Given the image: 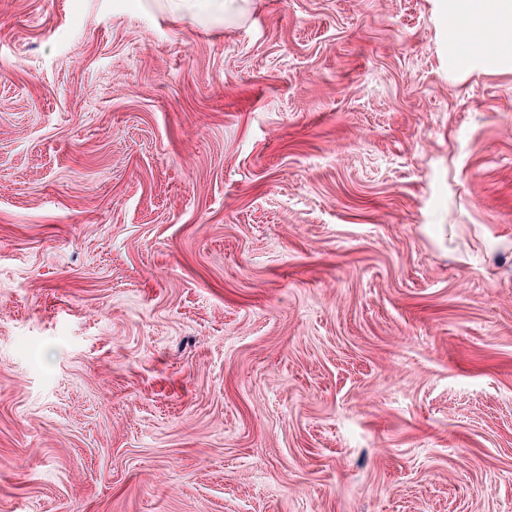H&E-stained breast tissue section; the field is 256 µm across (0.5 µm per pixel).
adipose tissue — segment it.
<instances>
[{"label": "adipose tissue", "mask_w": 512, "mask_h": 512, "mask_svg": "<svg viewBox=\"0 0 512 512\" xmlns=\"http://www.w3.org/2000/svg\"><path fill=\"white\" fill-rule=\"evenodd\" d=\"M448 7L471 20L474 29L488 32V41L479 47L487 62L512 59V0H448Z\"/></svg>", "instance_id": "obj_1"}]
</instances>
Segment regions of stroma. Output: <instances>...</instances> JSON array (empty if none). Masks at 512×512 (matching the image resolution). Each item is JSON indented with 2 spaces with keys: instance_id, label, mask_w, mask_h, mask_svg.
<instances>
[{
  "instance_id": "35a3bbf8",
  "label": "stroma",
  "mask_w": 512,
  "mask_h": 512,
  "mask_svg": "<svg viewBox=\"0 0 512 512\" xmlns=\"http://www.w3.org/2000/svg\"><path fill=\"white\" fill-rule=\"evenodd\" d=\"M446 0H0V512H512V62Z\"/></svg>"
}]
</instances>
